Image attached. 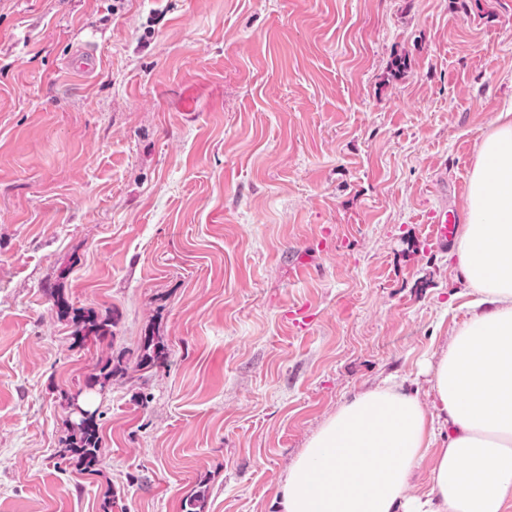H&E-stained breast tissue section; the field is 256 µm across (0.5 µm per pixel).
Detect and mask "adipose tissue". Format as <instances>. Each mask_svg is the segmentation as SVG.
Masks as SVG:
<instances>
[{"label": "adipose tissue", "mask_w": 512, "mask_h": 512, "mask_svg": "<svg viewBox=\"0 0 512 512\" xmlns=\"http://www.w3.org/2000/svg\"><path fill=\"white\" fill-rule=\"evenodd\" d=\"M450 259L473 299L425 365L428 400L385 379L340 405L289 466L281 512H512V111L477 148Z\"/></svg>", "instance_id": "obj_1"}]
</instances>
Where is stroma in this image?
Wrapping results in <instances>:
<instances>
[{
	"instance_id": "35a3bbf8",
	"label": "stroma",
	"mask_w": 512,
	"mask_h": 512,
	"mask_svg": "<svg viewBox=\"0 0 512 512\" xmlns=\"http://www.w3.org/2000/svg\"><path fill=\"white\" fill-rule=\"evenodd\" d=\"M511 107L512 0H0V512H278L344 401L427 396L467 301L428 214ZM148 335L96 472L61 464L68 395ZM72 321L75 326L72 338L76 343L87 340L103 342L114 337L116 323L107 314L101 316L92 310L73 309ZM166 354L159 341H155L153 336H145L140 347V354L133 366L134 371H141L148 367L164 363V361L167 360Z\"/></svg>"
}]
</instances>
